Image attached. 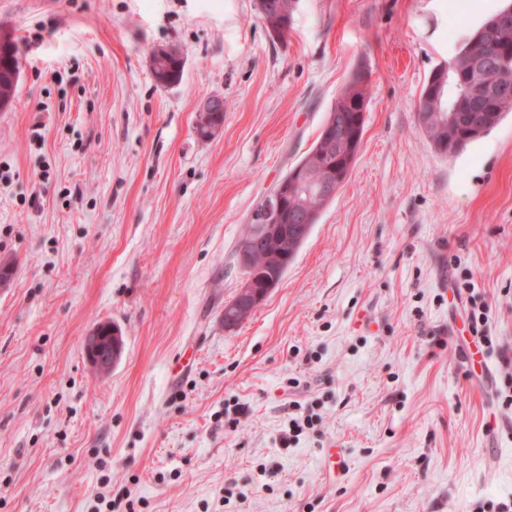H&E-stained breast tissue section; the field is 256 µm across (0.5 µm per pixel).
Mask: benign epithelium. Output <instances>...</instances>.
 Segmentation results:
<instances>
[{
    "instance_id": "1",
    "label": "benign epithelium",
    "mask_w": 512,
    "mask_h": 512,
    "mask_svg": "<svg viewBox=\"0 0 512 512\" xmlns=\"http://www.w3.org/2000/svg\"><path fill=\"white\" fill-rule=\"evenodd\" d=\"M297 0H258L262 20L271 34L278 37L288 30ZM181 57L176 48H158L151 55V70L156 82L167 85L165 76L160 73V64L172 58ZM472 98V107L481 112H490L496 106L512 102V78L502 68V59H491L480 54H472L461 61L436 68L427 82L424 94L425 102L436 112L448 113V128L455 129L456 112L460 103L468 95ZM224 103L215 97L205 99L199 109L195 127L196 136L201 140H210L220 131L222 124L217 117L223 115ZM357 148L356 139L345 144V150L315 171L297 166L285 181L267 194L258 203L251 215L252 235L242 241L238 257L245 270V279L234 297L224 307V327L235 328L244 322V318L254 310L275 287L277 280L267 281L265 287L256 286L252 277L255 255L274 242L276 229L283 216L291 214L297 225L307 223L309 202L296 198V191L313 184L317 186L318 197L325 200L336 196L342 185V172L349 167ZM298 207L288 212V202ZM120 329L110 324L106 333L96 329L85 344L88 363L100 374L112 370L121 354Z\"/></svg>"
}]
</instances>
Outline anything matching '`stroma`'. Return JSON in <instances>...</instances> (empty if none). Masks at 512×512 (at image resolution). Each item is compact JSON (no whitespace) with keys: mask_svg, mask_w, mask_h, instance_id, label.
Here are the masks:
<instances>
[{"mask_svg":"<svg viewBox=\"0 0 512 512\" xmlns=\"http://www.w3.org/2000/svg\"><path fill=\"white\" fill-rule=\"evenodd\" d=\"M503 4L298 0L278 38L258 0H0L20 59L0 110V512L512 502V117L448 157L416 115L431 72ZM161 47L182 54L179 84L153 78ZM358 73L351 173L281 283L225 329L255 204ZM211 96L224 123L203 141ZM474 309L487 389L459 353ZM105 322L124 350L102 376L84 344ZM299 410L319 429L282 445ZM216 97L218 96L205 99L200 106L195 133L201 140H210L215 137L223 125L216 118L218 115H223L224 103Z\"/></svg>","mask_w":512,"mask_h":512,"instance_id":"35a3bbf8","label":"stroma"}]
</instances>
